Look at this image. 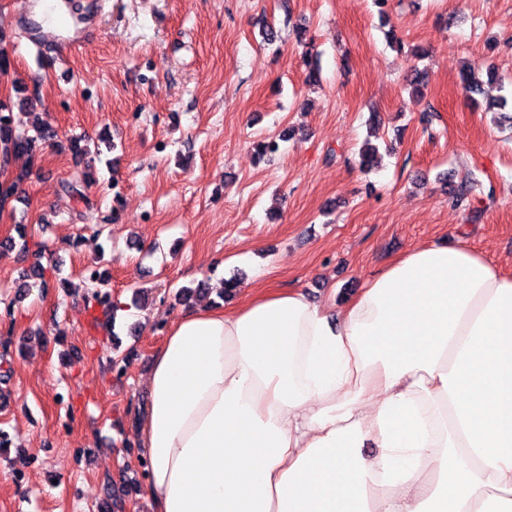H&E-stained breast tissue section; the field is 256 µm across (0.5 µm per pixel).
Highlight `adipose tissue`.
<instances>
[{
    "label": "adipose tissue",
    "mask_w": 512,
    "mask_h": 512,
    "mask_svg": "<svg viewBox=\"0 0 512 512\" xmlns=\"http://www.w3.org/2000/svg\"><path fill=\"white\" fill-rule=\"evenodd\" d=\"M146 387L154 512H512V276L465 245L414 246L340 306L201 305Z\"/></svg>",
    "instance_id": "obj_1"
}]
</instances>
